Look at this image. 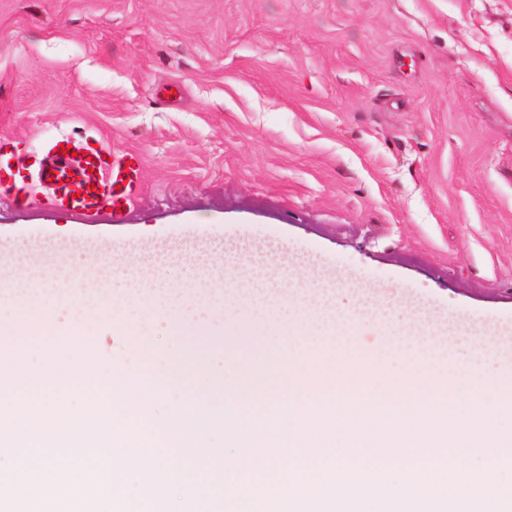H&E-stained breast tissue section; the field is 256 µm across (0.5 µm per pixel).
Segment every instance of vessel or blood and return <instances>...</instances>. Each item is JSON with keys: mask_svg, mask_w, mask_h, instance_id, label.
<instances>
[{"mask_svg": "<svg viewBox=\"0 0 512 512\" xmlns=\"http://www.w3.org/2000/svg\"><path fill=\"white\" fill-rule=\"evenodd\" d=\"M79 151L72 159L71 151ZM105 150L93 137L74 143L72 150L48 153L37 166L41 182H53L54 206L80 215H94L104 209L128 210L137 198L142 169L140 156L132 152L105 159Z\"/></svg>", "mask_w": 512, "mask_h": 512, "instance_id": "obj_1", "label": "vessel or blood"}]
</instances>
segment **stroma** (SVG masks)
Instances as JSON below:
<instances>
[{"label":"stroma","instance_id":"stroma-1","mask_svg":"<svg viewBox=\"0 0 512 512\" xmlns=\"http://www.w3.org/2000/svg\"><path fill=\"white\" fill-rule=\"evenodd\" d=\"M81 131L143 158L121 217L48 204L35 163ZM0 150L22 173L0 236L278 244L512 319V0H0ZM116 315L113 360L165 346L139 309ZM388 334L333 327L314 374Z\"/></svg>","mask_w":512,"mask_h":512}]
</instances>
